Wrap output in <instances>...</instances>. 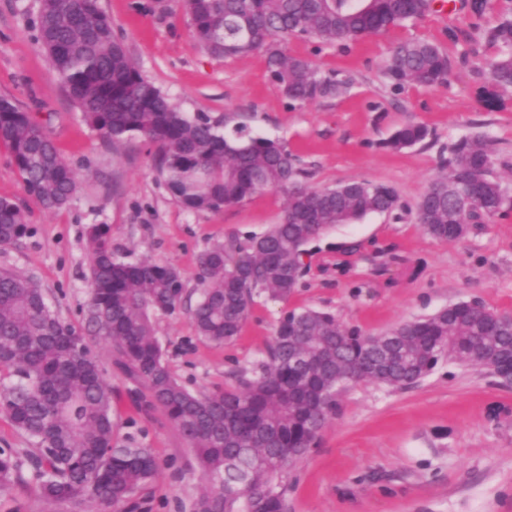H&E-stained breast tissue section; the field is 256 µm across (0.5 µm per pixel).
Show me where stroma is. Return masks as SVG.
Listing matches in <instances>:
<instances>
[{
    "instance_id": "1",
    "label": "stroma",
    "mask_w": 512,
    "mask_h": 512,
    "mask_svg": "<svg viewBox=\"0 0 512 512\" xmlns=\"http://www.w3.org/2000/svg\"><path fill=\"white\" fill-rule=\"evenodd\" d=\"M38 0H0V95L14 98L41 123L73 168L79 191L60 210L26 193L0 147V197L27 213L30 237L0 247V268L33 276L63 320L80 324L89 300V227H112V246L126 261L176 268L197 294V257L234 234L278 223L286 196L255 194L218 212L185 210L153 166L154 149L135 139L105 146L51 75L31 19ZM142 73L179 108L203 113L225 130L284 143L315 188L343 182L385 183L399 196L390 214L341 224L308 245V267L285 301L258 300L237 339L199 338L185 310L156 317V337L171 373L187 390L232 384V371L261 359L279 318L292 308L331 311L347 327L379 335L452 304L478 300L512 315V210L473 225L457 242L427 236L415 206L441 175L440 151L463 136H487L494 171L512 183V90H494L486 68L461 64L470 30L467 8H437L424 18L341 45L318 39L289 43L290 55L345 80L337 97L300 105L268 79L262 54L224 60L195 42L175 0H100ZM431 41L448 53L447 84L394 90L385 77L392 48ZM425 124L432 139L393 152L382 143L399 125ZM112 384L116 437L136 434L160 469L142 495L148 512H192L202 489L193 450L166 415L141 411L112 347H96ZM288 512H512V384L459 363H442L406 389L350 386L340 413L288 477ZM92 504L55 505L29 487L0 498V512H92Z\"/></svg>"
}]
</instances>
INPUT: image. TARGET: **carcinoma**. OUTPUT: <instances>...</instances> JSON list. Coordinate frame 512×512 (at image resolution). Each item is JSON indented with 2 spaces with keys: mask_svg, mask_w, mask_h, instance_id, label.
I'll list each match as a JSON object with an SVG mask.
<instances>
[{
  "mask_svg": "<svg viewBox=\"0 0 512 512\" xmlns=\"http://www.w3.org/2000/svg\"><path fill=\"white\" fill-rule=\"evenodd\" d=\"M196 42L224 59L265 55L270 80L305 104L339 96L347 82L288 54V41L329 44L378 34L424 18L434 0H181ZM491 28L500 49L484 60L493 83L512 89V19ZM33 29L53 78L82 121L102 140L141 138L155 148L156 169L188 211H219L269 190L287 195L282 220L266 231L232 235L198 256L200 298L189 309L198 336L233 341L260 298L286 300L303 273L305 246L325 231L400 208L385 184L347 182L313 188L279 141L239 126L220 132L204 114L189 116L141 72L112 30L99 0H39ZM451 63L439 46L402 42L386 77L395 89L448 82ZM430 129L407 122L383 142L402 151ZM0 145L25 191L48 210L77 192L74 171L30 112L0 97ZM443 174L416 204L428 236L464 239L512 209V189L494 172L491 140L463 136L441 157ZM31 234L25 211L0 198V246ZM89 302L75 329L50 309L32 277L0 268V415L27 448H0V495L32 484L49 502L88 501L95 512H139L140 492L159 471L151 449L132 435L114 439L112 384L94 347L113 346L116 364L134 384L141 411L162 410L195 451L204 483L193 512H287L288 471L339 410L349 384L392 389L415 385L444 361L478 369L512 354V315L463 301L381 335L343 326L328 311L293 308L278 321L266 358L236 374L234 387L194 395L170 373L155 338L154 315L181 308L185 282L172 266L124 261L106 224L90 228Z\"/></svg>",
  "mask_w": 512,
  "mask_h": 512,
  "instance_id": "obj_1",
  "label": "carcinoma"
}]
</instances>
